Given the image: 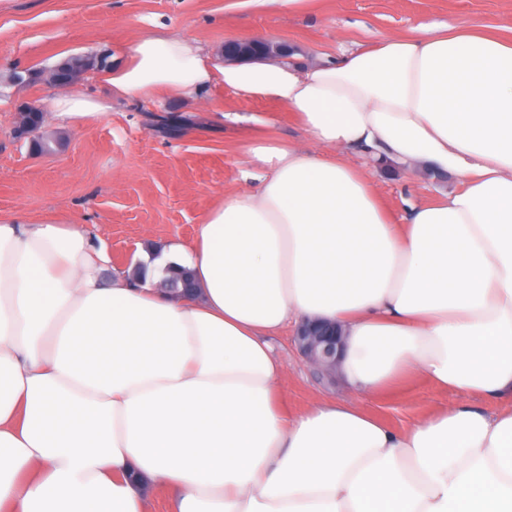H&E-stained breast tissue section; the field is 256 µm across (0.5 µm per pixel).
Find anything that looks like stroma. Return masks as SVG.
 I'll list each match as a JSON object with an SVG mask.
<instances>
[{"label":"stroma","mask_w":512,"mask_h":512,"mask_svg":"<svg viewBox=\"0 0 512 512\" xmlns=\"http://www.w3.org/2000/svg\"><path fill=\"white\" fill-rule=\"evenodd\" d=\"M448 21L512 27V0H300L290 11L260 0H0V211L84 225L102 238L114 268L133 271L163 246L190 242L224 196L258 186L267 166L250 147L270 139L308 144L284 107L227 88L220 119L207 102L166 98L113 102L107 114L75 129L46 122L53 151L37 157L13 130L22 105L46 104L57 89L42 80L16 82L14 72H46L72 56L105 63L119 47L157 33L194 39L215 55L229 41L266 36L295 44L305 63L316 64ZM423 172L370 169L374 191L397 214L458 186L455 177L428 180ZM291 338L286 329L273 339L286 364L288 411L344 397L343 379H319ZM453 400L413 379L372 407L400 428Z\"/></svg>","instance_id":"1"}]
</instances>
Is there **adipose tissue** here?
<instances>
[{
	"label": "adipose tissue",
	"instance_id": "obj_1",
	"mask_svg": "<svg viewBox=\"0 0 512 512\" xmlns=\"http://www.w3.org/2000/svg\"><path fill=\"white\" fill-rule=\"evenodd\" d=\"M111 99L214 88L282 105L334 156L276 141L145 281L76 224L0 213V512H512V36L448 22L334 62L221 64L149 34ZM108 102L61 93L78 127ZM458 187L397 221L352 153ZM171 265L198 294L162 288ZM335 322L353 398L280 405L287 324ZM418 376L457 400L397 429L369 404ZM495 411H487L486 403Z\"/></svg>",
	"mask_w": 512,
	"mask_h": 512
}]
</instances>
